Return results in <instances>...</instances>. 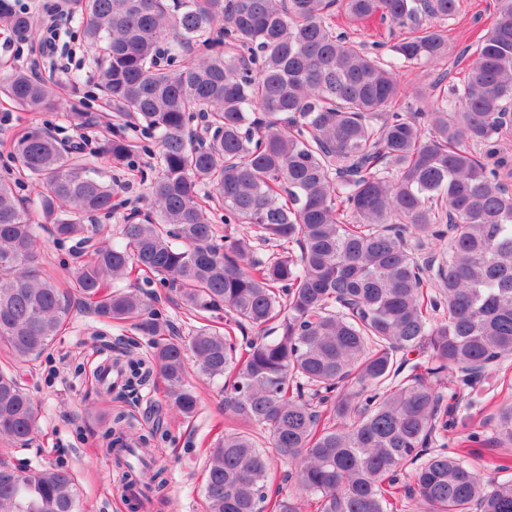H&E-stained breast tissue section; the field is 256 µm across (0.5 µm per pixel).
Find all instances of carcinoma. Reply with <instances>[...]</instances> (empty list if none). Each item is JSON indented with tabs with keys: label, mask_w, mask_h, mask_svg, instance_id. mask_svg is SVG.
<instances>
[{
	"label": "carcinoma",
	"mask_w": 512,
	"mask_h": 512,
	"mask_svg": "<svg viewBox=\"0 0 512 512\" xmlns=\"http://www.w3.org/2000/svg\"><path fill=\"white\" fill-rule=\"evenodd\" d=\"M84 36L98 51L102 89L123 123L102 153L115 164L136 145L132 124L158 149L151 206L123 217L119 242H93L88 219L116 208L112 185L83 145L30 129L11 142L23 171L44 188L19 200L0 181V346L20 361L54 343L77 295L105 324L128 323L149 356L128 347L136 385L160 375L184 418L198 398L189 369L224 381L235 428L205 449L207 512H304L271 499L277 460L317 512H512V466L484 480L462 449L425 456L478 403L476 385L512 358V163L498 145L512 131V0L456 60L463 76L400 88L399 71L448 58V40L424 16L448 21L460 0H76ZM344 15L364 29L402 31L385 60L337 31ZM0 25L20 39L32 17L0 0ZM0 91L31 112L58 108L52 87L26 71ZM215 135L196 139L194 113ZM224 223L251 235L218 234L201 190ZM448 225L443 229L442 225ZM93 258L68 286L39 263L38 229ZM448 238L427 265L416 243ZM279 251L263 260L254 242ZM297 246L299 253L290 251ZM176 290L190 336L136 289L133 270ZM256 337L237 343L235 330ZM425 361L410 364L411 356ZM472 389L442 408L448 377ZM36 407L17 371L0 372V441L28 444ZM267 430L271 447L250 432ZM492 432L512 445V405ZM129 484L128 442L147 449L118 413L106 434ZM418 464L413 483L401 482ZM80 489L64 470L0 462V512H77Z\"/></svg>",
	"instance_id": "1"
}]
</instances>
